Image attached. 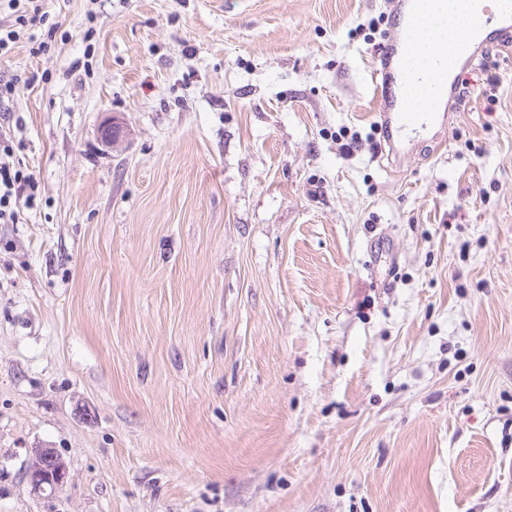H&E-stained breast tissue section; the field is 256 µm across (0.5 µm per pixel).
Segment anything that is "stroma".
<instances>
[{
	"mask_svg": "<svg viewBox=\"0 0 512 512\" xmlns=\"http://www.w3.org/2000/svg\"><path fill=\"white\" fill-rule=\"evenodd\" d=\"M50 9L0 57V512H512V48L392 159L388 0ZM0 223H20L19 202L24 197L31 206L36 189L35 178L19 160H13L16 139L13 125L10 124V112L0 116ZM35 461L27 475V482L34 491H55L62 488L68 479L65 463L52 448L34 449ZM48 467V471H47Z\"/></svg>",
	"mask_w": 512,
	"mask_h": 512,
	"instance_id": "35a3bbf8",
	"label": "stroma"
}]
</instances>
